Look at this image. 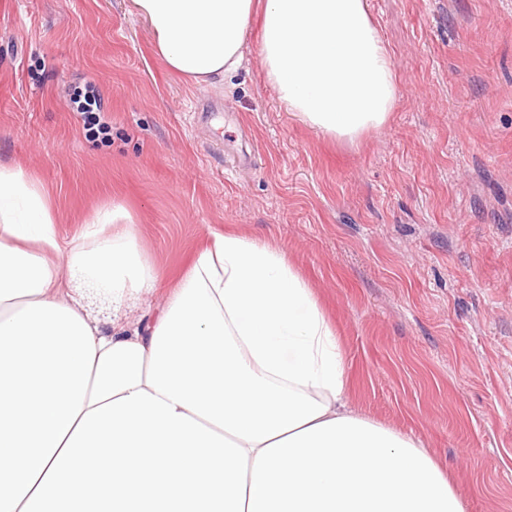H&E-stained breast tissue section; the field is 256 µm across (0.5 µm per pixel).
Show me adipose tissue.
Listing matches in <instances>:
<instances>
[{"mask_svg": "<svg viewBox=\"0 0 512 512\" xmlns=\"http://www.w3.org/2000/svg\"><path fill=\"white\" fill-rule=\"evenodd\" d=\"M166 68L231 78L253 19L278 101L357 142L398 101L369 0H132ZM56 206L0 163V512H466L420 442L348 407L336 333L279 248L213 235L155 319L103 326L155 293L130 216Z\"/></svg>", "mask_w": 512, "mask_h": 512, "instance_id": "adipose-tissue-1", "label": "adipose tissue"}]
</instances>
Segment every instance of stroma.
Masks as SVG:
<instances>
[{"label":"stroma","instance_id":"obj_1","mask_svg":"<svg viewBox=\"0 0 512 512\" xmlns=\"http://www.w3.org/2000/svg\"><path fill=\"white\" fill-rule=\"evenodd\" d=\"M398 77L357 143L291 117L246 61L196 88L131 0H0V163L53 195L62 241L124 206L159 277L212 234L287 253L338 335L354 411L421 441L467 512H512V0H370ZM99 82L109 134L71 108Z\"/></svg>","mask_w":512,"mask_h":512}]
</instances>
